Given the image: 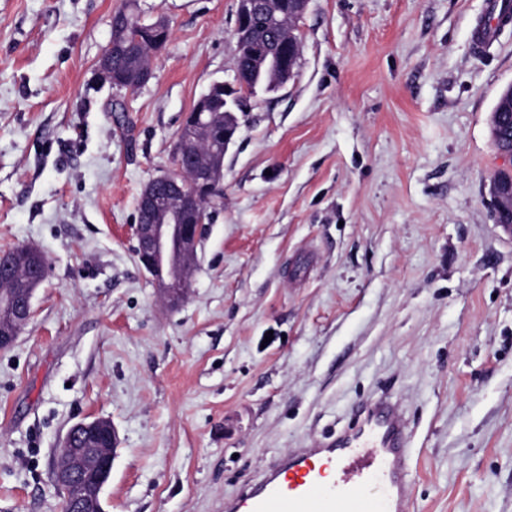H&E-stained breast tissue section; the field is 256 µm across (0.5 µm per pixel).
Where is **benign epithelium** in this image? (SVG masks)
<instances>
[{
  "mask_svg": "<svg viewBox=\"0 0 512 512\" xmlns=\"http://www.w3.org/2000/svg\"><path fill=\"white\" fill-rule=\"evenodd\" d=\"M309 2L275 0L267 6L268 16L273 20L281 14L288 16L290 38L288 48L262 53L254 47L251 26L259 4L256 0H236V58L245 56L251 65L259 69L268 66L276 73L277 81L268 85L269 92L284 87L295 74L301 51L298 22ZM150 34V30L133 22L114 29L98 62L101 78L120 90L146 85L154 77L152 69H120L113 64L112 57L115 47L143 44ZM220 91L231 96V100L224 104L232 105L234 111L222 115L211 111V101ZM256 94L255 85L246 82L238 68L232 80L211 84L178 130L177 171L154 178L140 194L138 221L134 227L135 253L139 263L157 283L161 298L170 307L180 306L188 291L185 281L172 277L170 270L180 260L189 263L196 258L202 230L208 220L207 203L213 191L211 183L202 181L193 172L197 152L194 130L212 124L222 116L224 147H229L239 131L235 112L244 111L247 101ZM492 189L497 202L496 215L499 216L507 212L503 200L512 202V183L504 187L494 182ZM9 260L10 268L18 275L19 300L12 305L0 304V348L11 346L32 320V299L47 274L44 254L37 248L20 245L9 254ZM117 444V431L107 418L78 422L65 435L62 441L64 459L55 466L54 480L77 512H104L102 489L110 477Z\"/></svg>",
  "mask_w": 512,
  "mask_h": 512,
  "instance_id": "obj_1",
  "label": "benign epithelium"
}]
</instances>
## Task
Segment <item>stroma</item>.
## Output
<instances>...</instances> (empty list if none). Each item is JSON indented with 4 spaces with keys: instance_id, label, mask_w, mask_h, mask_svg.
Returning a JSON list of instances; mask_svg holds the SVG:
<instances>
[{
    "instance_id": "stroma-1",
    "label": "stroma",
    "mask_w": 512,
    "mask_h": 512,
    "mask_svg": "<svg viewBox=\"0 0 512 512\" xmlns=\"http://www.w3.org/2000/svg\"><path fill=\"white\" fill-rule=\"evenodd\" d=\"M488 0H310L296 74L238 113L178 308L135 254L137 201L236 67L235 0H0V252L39 248L0 351V512H60V445L118 433L105 512H224L318 437L397 402L414 512H512V171L490 117L512 26ZM171 36L135 92L97 61L116 10ZM504 0H492L486 18L477 22L474 29L473 41L478 46H485L493 42L499 31L504 30L512 23L510 9L506 7Z\"/></svg>"
}]
</instances>
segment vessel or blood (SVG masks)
I'll return each instance as SVG.
<instances>
[{
  "label": "vessel or blood",
  "instance_id": "vessel-or-blood-1",
  "mask_svg": "<svg viewBox=\"0 0 512 512\" xmlns=\"http://www.w3.org/2000/svg\"><path fill=\"white\" fill-rule=\"evenodd\" d=\"M511 24L512 9L492 0L473 40L487 45ZM357 413L356 428L295 449L226 500L224 512H411L409 441L400 415L381 400L361 404Z\"/></svg>",
  "mask_w": 512,
  "mask_h": 512
}]
</instances>
